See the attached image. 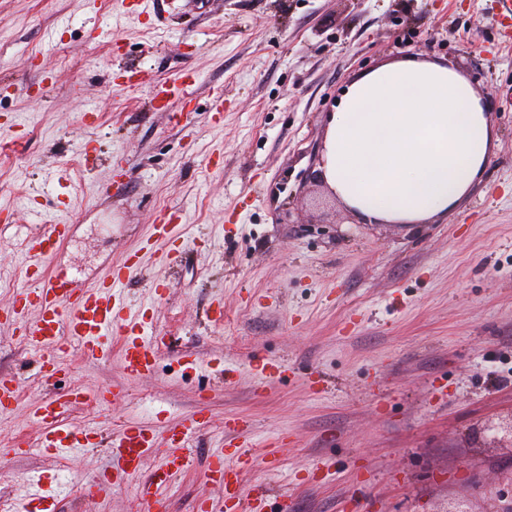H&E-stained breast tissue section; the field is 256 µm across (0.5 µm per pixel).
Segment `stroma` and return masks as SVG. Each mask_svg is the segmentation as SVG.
I'll return each instance as SVG.
<instances>
[{
  "label": "stroma",
  "mask_w": 512,
  "mask_h": 512,
  "mask_svg": "<svg viewBox=\"0 0 512 512\" xmlns=\"http://www.w3.org/2000/svg\"><path fill=\"white\" fill-rule=\"evenodd\" d=\"M406 57L470 79L494 145L448 214L371 223L312 173L347 87ZM188 71L189 95L153 100L149 82ZM174 211L176 244L153 243ZM56 222L67 230L54 261L85 284L139 253L124 290L171 349L154 377L133 380L72 343L44 384L40 356L0 324V375L21 385L0 414V503L18 505L38 474L57 487L56 512H140L128 488L82 495L104 448L12 453L38 439L36 403L75 385L124 386L123 401L66 416L106 433L211 416L168 512L220 497L205 471L228 414L250 422L254 445L288 434L278 471L250 475L273 492L268 512L282 490L289 512H342L350 492L357 512H446L512 464L481 437L512 410V20L500 0H0L1 308L25 285L17 239ZM185 349L196 368L179 363ZM258 357L290 367L262 392Z\"/></svg>",
  "instance_id": "35a3bbf8"
}]
</instances>
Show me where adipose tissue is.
Returning <instances> with one entry per match:
<instances>
[{
	"label": "adipose tissue",
	"mask_w": 512,
	"mask_h": 512,
	"mask_svg": "<svg viewBox=\"0 0 512 512\" xmlns=\"http://www.w3.org/2000/svg\"><path fill=\"white\" fill-rule=\"evenodd\" d=\"M494 132L472 82L452 65L400 59L347 88L326 132L320 170L364 219L426 224L483 173Z\"/></svg>",
	"instance_id": "obj_1"
}]
</instances>
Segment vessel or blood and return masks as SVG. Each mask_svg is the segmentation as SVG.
I'll use <instances>...</instances> for the list:
<instances>
[{
  "label": "vessel or blood",
  "mask_w": 512,
  "mask_h": 512,
  "mask_svg": "<svg viewBox=\"0 0 512 512\" xmlns=\"http://www.w3.org/2000/svg\"><path fill=\"white\" fill-rule=\"evenodd\" d=\"M65 232V225L48 224L39 234L23 239L22 276L40 283L33 306L36 312L28 314V308L16 300L6 309L5 322L19 324L27 348L41 354L44 379L59 372L70 341H77L85 355L107 359L112 354L110 341L114 338L121 342L119 365L128 378L154 376L161 349L166 345L164 337L122 313L120 285L137 267L136 255L127 254L104 278L86 285L70 268L52 262ZM101 399V394L73 387L40 400L33 416L41 428V451L59 458L74 449L96 445L100 436L96 427L68 423L65 415L74 405ZM210 426V417L201 412L168 426L160 441L165 451L148 471L143 468L144 460L160 442L142 427L120 426L113 430L108 444L110 467L94 472L83 487L84 496L94 498L131 484L149 512H165L164 489L194 466L197 442ZM249 430L245 421L225 416L223 445L211 452L206 470L208 481L222 488L223 496L216 501L199 500L197 512H265L260 485L246 484L244 476L261 468L277 470L284 437L276 435L258 453L244 438ZM25 487L23 512H54V492L42 479H26Z\"/></svg>",
  "instance_id": "obj_1"
}]
</instances>
